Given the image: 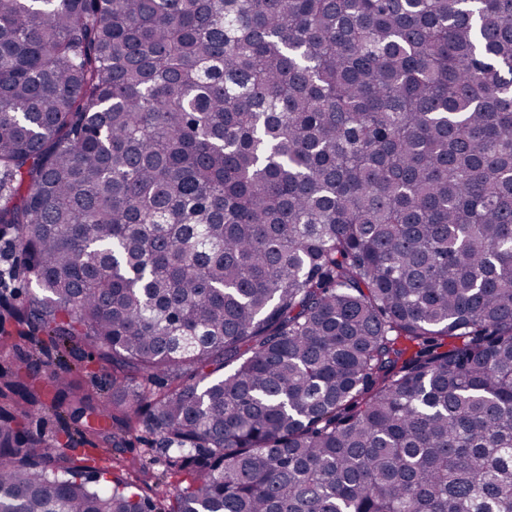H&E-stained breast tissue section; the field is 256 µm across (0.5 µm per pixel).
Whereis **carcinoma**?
Here are the masks:
<instances>
[{"mask_svg": "<svg viewBox=\"0 0 512 512\" xmlns=\"http://www.w3.org/2000/svg\"><path fill=\"white\" fill-rule=\"evenodd\" d=\"M0 224V512H512V0H0ZM1 345L0 343V375L6 373L8 375L15 372L18 367L24 366L25 360L28 358L30 348L22 342ZM66 360L73 367L70 378L80 392L89 394L94 402L101 400L103 393L110 387V369L108 365L99 360L98 353L87 349L85 358L77 361V359L67 357ZM76 367L79 368L77 372ZM63 424L57 416L47 410L32 414L21 427L27 435L41 441L43 446H58V442L67 440L66 434L61 431ZM103 454L100 466L110 470V474L107 475L108 479L112 480L113 477H117L125 481H132L141 487L144 492L160 501L170 499L173 496L177 479L169 474L165 475L166 459L157 448H148L145 442L133 440L132 446ZM140 455L146 456V459L151 457L148 462H151V470L154 473V477L146 479V481L136 480L134 475L123 466V460L126 458L129 459Z\"/></svg>", "mask_w": 512, "mask_h": 512, "instance_id": "obj_1", "label": "carcinoma"}]
</instances>
